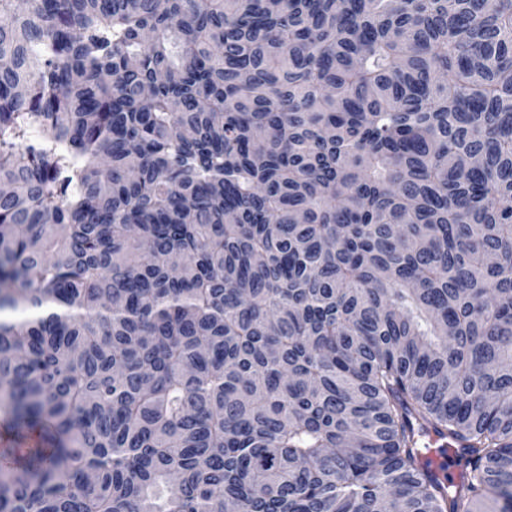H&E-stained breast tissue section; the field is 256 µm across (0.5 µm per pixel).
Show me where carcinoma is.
Listing matches in <instances>:
<instances>
[{
	"label": "carcinoma",
	"mask_w": 512,
	"mask_h": 512,
	"mask_svg": "<svg viewBox=\"0 0 512 512\" xmlns=\"http://www.w3.org/2000/svg\"><path fill=\"white\" fill-rule=\"evenodd\" d=\"M15 2L0 512L511 501L512 0Z\"/></svg>",
	"instance_id": "carcinoma-1"
}]
</instances>
